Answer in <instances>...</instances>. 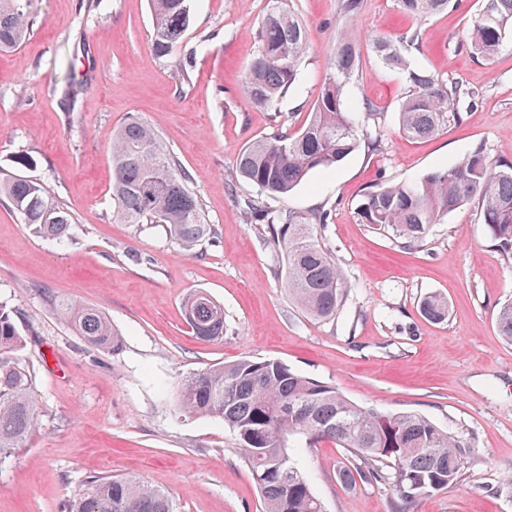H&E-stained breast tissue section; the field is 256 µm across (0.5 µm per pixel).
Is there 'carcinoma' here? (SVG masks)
Instances as JSON below:
<instances>
[{"instance_id": "obj_1", "label": "carcinoma", "mask_w": 512, "mask_h": 512, "mask_svg": "<svg viewBox=\"0 0 512 512\" xmlns=\"http://www.w3.org/2000/svg\"><path fill=\"white\" fill-rule=\"evenodd\" d=\"M154 53L170 55L190 25L189 0H149ZM288 0H269L261 20L258 46L243 82L251 103L263 109L278 101L302 81L301 62L308 34L288 9ZM401 12L414 18L434 16L450 0H397ZM35 18L26 0H0V51L26 43ZM512 35V0H484L469 26L465 42L470 53L494 58ZM418 35L405 31L373 40L372 49L382 67L401 74L410 85L399 109L400 129L408 138H427L461 118L458 106L470 92L414 66L409 59ZM360 49L342 37L338 41L334 72L326 78L313 112L294 134L278 132L255 140L237 157L241 176L269 196L288 194L318 171H327L358 145L361 115L371 114L364 102L352 108L345 88L358 68ZM113 216L125 224L160 223L183 250H191L211 232L199 200L170 154L148 126L131 119L112 137ZM6 197L24 223L41 236L65 243L72 218L40 183L23 176L0 180ZM477 199L482 224L507 254L512 255V164L495 165L484 149L475 148L450 168L428 173L415 183L388 184L365 194L358 208L362 223L371 229L416 247L440 217ZM267 224L271 238L283 249L289 294L314 319L327 320L339 311L343 282L334 260L313 237L324 223L320 214L288 209L253 207ZM188 323L203 341L224 336V310L203 292L190 295ZM421 313L440 323L448 318V302L430 294ZM56 314L71 324L86 342L116 353L122 347L118 333L98 309L76 301L56 305ZM500 336L512 342V302L496 316ZM22 346L11 310L0 303V455L22 448L35 426L37 398L31 375L17 357ZM177 410L185 417L224 420L240 440V454L252 475L288 456V442L302 437L309 446L329 439L353 460L339 471L341 481L388 484L394 491V512H414L419 500L455 483L461 471L458 449L464 443L417 413L382 414L347 400L332 385L292 371L277 360L243 359L213 366L187 377L177 393ZM265 512H324L308 479L294 466L255 480ZM70 512H174L170 496L141 482L104 476L71 504Z\"/></svg>"}]
</instances>
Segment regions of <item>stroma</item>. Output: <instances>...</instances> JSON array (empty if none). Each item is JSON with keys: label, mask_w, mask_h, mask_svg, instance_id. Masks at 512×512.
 <instances>
[{"label": "stroma", "mask_w": 512, "mask_h": 512, "mask_svg": "<svg viewBox=\"0 0 512 512\" xmlns=\"http://www.w3.org/2000/svg\"><path fill=\"white\" fill-rule=\"evenodd\" d=\"M482 4L452 0L443 13L411 18L396 0H361L349 20L342 0H289L309 37L303 81L262 110L242 84L267 0H190V26L166 57L151 47L148 0H30L31 40L0 53V178L46 185L74 233L63 244L41 238L0 197V303L23 335L18 356L38 401L25 448L0 459V512H69L106 475L169 492L176 512H264L235 433L176 406L186 377L240 359L281 361L360 406L418 413L464 440L458 483L415 512H512V343L496 326L512 302V257L486 233L474 199L416 248L358 216L365 193L449 168L476 147L512 163V49L486 61L462 43ZM408 29L419 34L414 64L473 93L459 122L424 140L402 136L407 86L371 50L376 37ZM343 35L361 51L348 101L372 104L368 135L333 170L262 199L237 175V156L301 127ZM71 84L79 91L69 102ZM132 118L191 179L212 228L191 251L163 227L112 218V136ZM260 199L326 215L315 235L344 282L336 317L311 318L289 295L283 252L247 209ZM197 291L224 308L221 340L201 341L186 323L184 302ZM434 293L448 301L446 322L420 313ZM62 298L102 311L122 350L85 342L58 318ZM288 453L325 512H391L388 485L340 481L345 449L297 439Z\"/></svg>", "instance_id": "1"}]
</instances>
